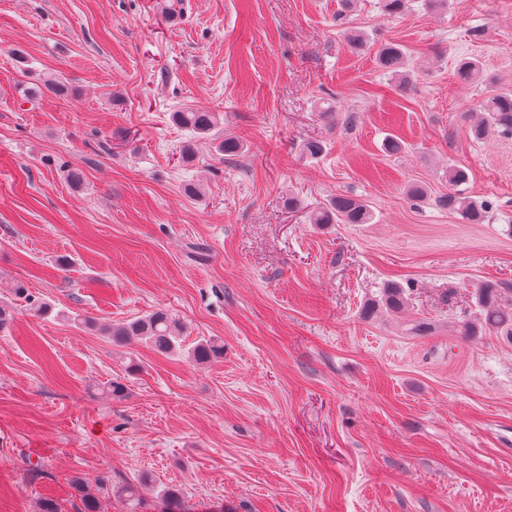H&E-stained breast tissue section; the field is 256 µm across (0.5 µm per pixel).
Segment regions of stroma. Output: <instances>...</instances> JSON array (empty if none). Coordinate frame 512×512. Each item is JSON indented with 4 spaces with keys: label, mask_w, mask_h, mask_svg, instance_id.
Masks as SVG:
<instances>
[{
    "label": "stroma",
    "mask_w": 512,
    "mask_h": 512,
    "mask_svg": "<svg viewBox=\"0 0 512 512\" xmlns=\"http://www.w3.org/2000/svg\"><path fill=\"white\" fill-rule=\"evenodd\" d=\"M463 57L512 89V0H0V512H129L118 489L143 479L138 512H168L166 487L181 512H512V343L455 331L479 284L512 283V138L471 136ZM55 71L65 95L24 100ZM186 107L221 132L176 125ZM452 163L484 223L436 204ZM341 194L373 223H309ZM389 281L411 303L364 317ZM159 309L183 353L100 331ZM204 338L224 355L198 365ZM378 66L398 79L399 86L407 88L412 83V74L406 69V51L398 44H385L377 56Z\"/></svg>",
    "instance_id": "obj_1"
}]
</instances>
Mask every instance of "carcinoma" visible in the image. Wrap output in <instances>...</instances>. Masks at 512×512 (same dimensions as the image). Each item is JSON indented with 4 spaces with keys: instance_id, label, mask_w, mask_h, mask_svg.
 <instances>
[{
    "instance_id": "cac0c4a2",
    "label": "carcinoma",
    "mask_w": 512,
    "mask_h": 512,
    "mask_svg": "<svg viewBox=\"0 0 512 512\" xmlns=\"http://www.w3.org/2000/svg\"><path fill=\"white\" fill-rule=\"evenodd\" d=\"M378 66L398 79L399 86L407 88L412 83V74L406 69V51L398 44L389 43L381 47L377 56ZM456 76L462 82L475 84L483 81L484 73L480 61L463 58L456 66ZM480 119L470 127L476 140H483L494 133L512 137V91L491 89L479 104ZM173 120L181 127L198 134L207 135L218 125L214 112L185 109L173 113ZM448 193L438 199V204L461 215L468 224L485 221L490 207L487 201H478L464 193L460 186L468 181L465 167L448 164ZM374 219L370 206L349 196H337L328 204L309 214V223L325 226L328 224H369ZM409 293L398 283H390L380 291L377 299L367 303L364 314L371 316L376 311L398 313L406 307ZM475 304L478 314L475 319L460 325L462 336H477L487 329H493L512 342V285L485 283L475 289ZM182 324L165 310L125 322L115 323L105 329L115 344H125L136 338L160 354H171L180 346ZM224 354V345L215 340H201L192 350L191 357L200 364Z\"/></svg>"
}]
</instances>
